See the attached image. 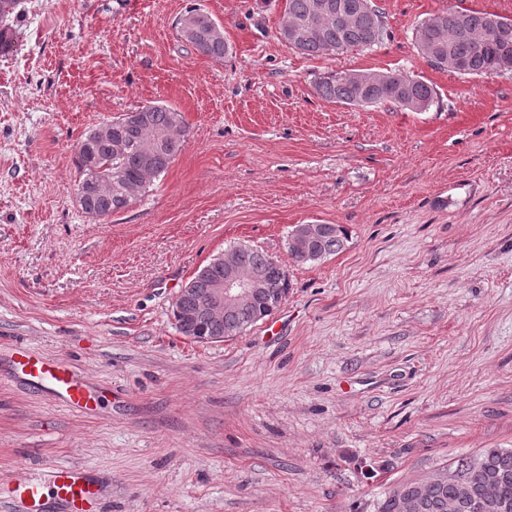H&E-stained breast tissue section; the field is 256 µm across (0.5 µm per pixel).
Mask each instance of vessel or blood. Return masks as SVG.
Here are the masks:
<instances>
[{"mask_svg": "<svg viewBox=\"0 0 512 512\" xmlns=\"http://www.w3.org/2000/svg\"><path fill=\"white\" fill-rule=\"evenodd\" d=\"M11 361L15 373L35 387L52 393L68 407L86 410L90 393L86 384L78 379L69 363L62 358H50L15 348ZM104 487L99 480L70 466L58 467L50 489L28 482L17 488L18 497L30 507H39L45 497H52L60 512H91L94 503L102 498Z\"/></svg>", "mask_w": 512, "mask_h": 512, "instance_id": "1", "label": "vessel or blood"}]
</instances>
